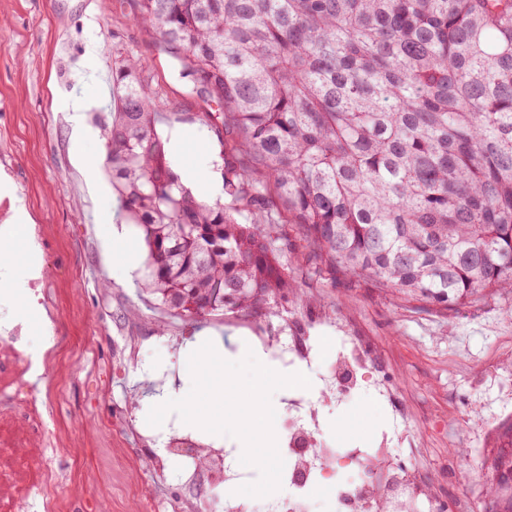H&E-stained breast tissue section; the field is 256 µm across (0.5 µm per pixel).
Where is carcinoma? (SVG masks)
<instances>
[{
	"instance_id": "cac0c4a2",
	"label": "carcinoma",
	"mask_w": 512,
	"mask_h": 512,
	"mask_svg": "<svg viewBox=\"0 0 512 512\" xmlns=\"http://www.w3.org/2000/svg\"><path fill=\"white\" fill-rule=\"evenodd\" d=\"M224 150V200L176 172L141 64L103 113L142 290L174 317L267 322L297 300L280 224L318 267L425 303L512 293V0H133ZM250 218L242 223L239 217ZM496 432L491 473L512 440ZM512 512V484L490 487Z\"/></svg>"
}]
</instances>
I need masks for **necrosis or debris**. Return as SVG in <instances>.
Masks as SVG:
<instances>
[{
    "instance_id": "necrosis-or-debris-1",
    "label": "necrosis or debris",
    "mask_w": 512,
    "mask_h": 512,
    "mask_svg": "<svg viewBox=\"0 0 512 512\" xmlns=\"http://www.w3.org/2000/svg\"><path fill=\"white\" fill-rule=\"evenodd\" d=\"M261 345L274 348L285 365L310 362L311 338L304 326L292 319L270 327L256 325ZM21 326L0 334V512H68V502L58 489L68 478L58 467L70 458L66 437L54 430L53 396L43 394L41 385L50 368L49 353L23 346ZM374 356L362 342L349 341L330 367L327 386L334 392L357 387L372 368ZM295 416L288 419L286 444L279 453L289 463L286 494L260 499L258 512H311L312 491L332 496L337 512H419L418 504L429 497L421 476L403 464H390V450L379 446L374 452L336 449L320 442L316 417L300 400L290 403ZM168 454L204 460L210 491L225 489L224 512H243L239 497L228 489L252 481L247 468L230 460L231 449L189 447L187 438L171 437ZM362 470L351 484H333V471L342 459Z\"/></svg>"
}]
</instances>
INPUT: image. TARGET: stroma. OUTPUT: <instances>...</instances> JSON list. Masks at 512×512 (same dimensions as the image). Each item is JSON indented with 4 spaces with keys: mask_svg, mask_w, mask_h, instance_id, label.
I'll list each match as a JSON object with an SVG mask.
<instances>
[{
    "mask_svg": "<svg viewBox=\"0 0 512 512\" xmlns=\"http://www.w3.org/2000/svg\"><path fill=\"white\" fill-rule=\"evenodd\" d=\"M127 14L117 0H0V170L12 176L34 218L40 285L50 290L68 338L49 377L57 388L55 427L72 438L84 471L112 469L111 484L74 500L72 512H141L130 491L181 426L174 412L161 426L148 424L154 389L179 375L190 390L187 349L200 334L220 332L229 360L249 349L264 354L250 338L251 320L227 314L188 324L160 309L139 288L146 261L141 238L131 224L112 222L116 193L98 119L111 102L90 96L94 78L111 79L117 56L140 61L165 114L160 132L185 134L175 166L193 172L194 193L205 194L208 173L223 166L221 143L194 119L207 103L178 80L154 37ZM83 95L86 110L70 112V97ZM78 123L93 132L79 151L72 139ZM88 162L98 165L103 194L87 185ZM282 231L303 268L296 278L303 299L290 315L308 324L314 350L300 366L311 390H277L276 412L284 413L287 399L303 397L317 412L321 441L364 448L392 436L391 405H405L411 432L394 439V454L449 503L468 497L477 512H491L480 467L498 425L512 419V296L445 309L339 273L311 278L307 243L295 226ZM342 334L373 345L374 373L391 388L392 401L365 384L342 397L326 390ZM185 467L168 460L152 480L166 512H187L196 502L197 486L178 479Z\"/></svg>",
    "mask_w": 512,
    "mask_h": 512,
    "instance_id": "1",
    "label": "stroma"
}]
</instances>
